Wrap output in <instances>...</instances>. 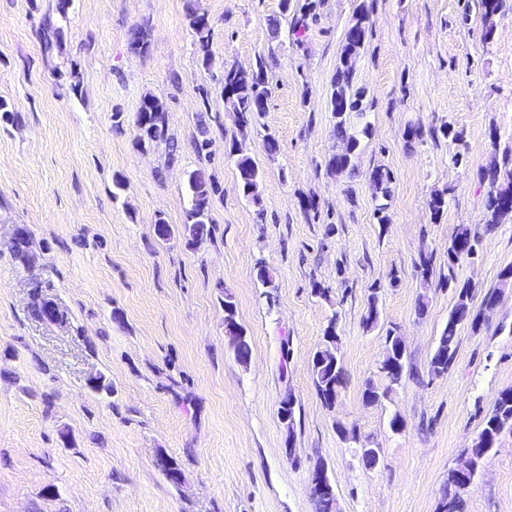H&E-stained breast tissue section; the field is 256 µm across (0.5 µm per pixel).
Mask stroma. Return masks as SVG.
Wrapping results in <instances>:
<instances>
[{
	"label": "stroma",
	"mask_w": 512,
	"mask_h": 512,
	"mask_svg": "<svg viewBox=\"0 0 512 512\" xmlns=\"http://www.w3.org/2000/svg\"><path fill=\"white\" fill-rule=\"evenodd\" d=\"M280 3L0 0V512H315L309 483L320 465L340 512H435L449 469L512 388V288L479 326L460 328L448 372L428 374L456 301L443 284L456 226L478 238L458 269L473 309L512 265V218L485 229L482 180L512 160V10L486 42L479 0H322L298 45L287 28L271 30ZM361 4L372 20L357 65L367 98L351 125L369 133L355 173L333 177L326 162L340 144L328 96ZM191 9L211 21L206 64ZM136 29L140 54L129 48ZM259 55L271 94L243 133L221 79ZM147 95L166 106L165 134L142 148L134 120ZM445 122L464 133L461 165L451 141L431 134ZM411 125L421 140L407 142ZM232 144L263 173L260 204L242 192ZM201 167L217 186L213 229L191 244L188 175ZM378 167L392 175L386 198L368 179ZM437 189L448 192L438 220L427 205ZM309 197L317 209L303 208ZM19 228L25 263L7 246ZM260 263L276 276L274 297L256 279ZM316 283L329 299L313 294ZM35 287L65 323L30 315ZM373 293L380 321L369 330ZM228 294L250 338L244 366L226 345ZM333 316L346 376L329 408L310 364ZM390 330L407 374L368 405L363 386L378 378ZM97 374L111 393L91 388ZM288 394L290 428L278 415ZM363 447L378 449L374 467L361 463ZM162 453L177 461L181 486L158 467ZM465 500L466 512H512V435Z\"/></svg>",
	"instance_id": "1"
}]
</instances>
